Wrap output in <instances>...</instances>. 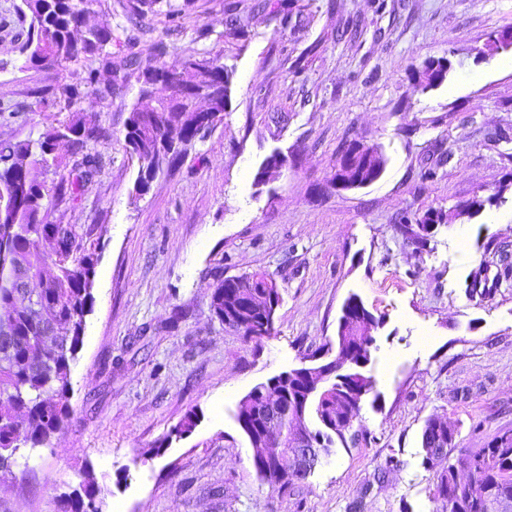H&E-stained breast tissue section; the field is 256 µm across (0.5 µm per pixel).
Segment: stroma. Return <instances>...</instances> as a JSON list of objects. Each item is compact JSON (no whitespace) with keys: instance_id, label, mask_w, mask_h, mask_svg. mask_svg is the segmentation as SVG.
Masks as SVG:
<instances>
[{"instance_id":"35a3bbf8","label":"stroma","mask_w":512,"mask_h":512,"mask_svg":"<svg viewBox=\"0 0 512 512\" xmlns=\"http://www.w3.org/2000/svg\"><path fill=\"white\" fill-rule=\"evenodd\" d=\"M20 0H0V103L20 117L0 141L39 134L65 111L33 91L72 82L81 66L25 67ZM134 23L142 64L181 70L203 54L231 74L224 121L135 195L139 163L124 123L137 76L111 99L78 108L108 128L101 171L77 203L52 207L99 256L94 306L71 367L70 416L50 447L0 471V512H59L84 473L101 512H442L423 463L427 418L447 421L458 449L512 430V0H170ZM209 27L202 39L198 31ZM446 58V80L415 75ZM377 147L379 180L339 190L331 178L350 143ZM282 170L257 174L272 153ZM434 177H426L427 169ZM506 186L505 203L436 225L426 247L399 226L456 211ZM470 259L459 263L457 230ZM490 289L468 292L476 270ZM269 272L275 332L244 340L211 308L224 277ZM381 325L367 371L376 381L352 426L358 438L288 490L263 483L235 412L254 386L334 343L345 301ZM186 436L173 429L188 413Z\"/></svg>"}]
</instances>
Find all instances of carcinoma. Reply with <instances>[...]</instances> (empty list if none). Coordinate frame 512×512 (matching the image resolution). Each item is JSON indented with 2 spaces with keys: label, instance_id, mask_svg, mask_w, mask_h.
I'll list each match as a JSON object with an SVG mask.
<instances>
[{
  "label": "carcinoma",
  "instance_id": "cac0c4a2",
  "mask_svg": "<svg viewBox=\"0 0 512 512\" xmlns=\"http://www.w3.org/2000/svg\"><path fill=\"white\" fill-rule=\"evenodd\" d=\"M97 0H22L17 13L30 18L26 40L20 47L27 66H61L85 60L74 82L60 90L36 89L38 104L61 96L67 120L49 124L34 138L0 143V312L7 316L0 323V470L15 464L23 448H43L51 444L70 414L71 366L82 348L87 316L92 312L93 286L98 256L85 248L70 224L48 222L44 204L45 185L31 173L30 162L55 166L54 198L59 204L80 200L101 168L99 154L90 145L108 139L102 128L88 127L75 113L84 93L101 99L112 97L118 81L127 71L142 74V89L160 88L165 94L155 98L152 111L134 106L125 123V142L139 161L135 183L138 195L147 193L163 166L179 159L196 139L205 136L224 120L230 96L231 76L221 64L204 56L191 55L182 71L173 72L161 65L141 66L135 54L120 60L112 58L107 45L131 39L114 37L113 31L84 27L85 17ZM164 0H126L125 15L141 21L164 11ZM175 19L179 9L165 11ZM110 80L101 79L102 73ZM204 99L208 108H197ZM61 141L72 148L73 163L67 167L54 152ZM449 215L429 214L413 224L402 226L407 239L423 248L429 240L430 226L445 224ZM251 287L265 286L278 291L275 279L267 272L243 275ZM365 336L363 329L340 316L336 342H350ZM346 374L339 372L332 384L323 387L308 401L306 421L321 438L322 456L332 453L336 441L345 438L329 431L324 420L354 413L336 398V387L343 386ZM261 386L257 385L238 404V412L257 429L263 421L251 417L262 411ZM435 418L425 421L420 444L424 461L436 471L435 497L452 499L458 512H489L488 499L512 500V435L503 442L495 435L485 447L455 452V432L439 433ZM281 441L266 447H285L293 429L288 411L280 413ZM444 449L436 456L434 449ZM470 476L469 487L459 488L458 472ZM94 479L85 477L73 491L63 512H86L85 502L95 500Z\"/></svg>",
  "mask_w": 512,
  "mask_h": 512
}]
</instances>
